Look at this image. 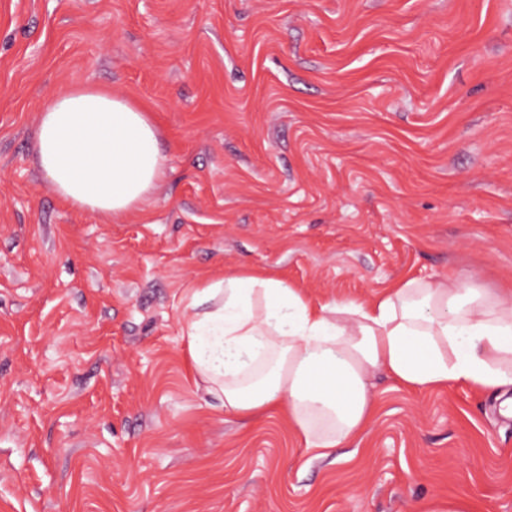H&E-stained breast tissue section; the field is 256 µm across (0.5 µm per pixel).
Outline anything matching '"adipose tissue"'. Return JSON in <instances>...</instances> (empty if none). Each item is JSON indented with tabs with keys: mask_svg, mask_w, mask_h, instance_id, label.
<instances>
[{
	"mask_svg": "<svg viewBox=\"0 0 512 512\" xmlns=\"http://www.w3.org/2000/svg\"><path fill=\"white\" fill-rule=\"evenodd\" d=\"M34 157L57 196L104 217L142 210L167 170L148 112L79 85L43 105ZM186 299L193 368L225 414L254 421L278 411L320 458L367 427L377 371L418 391L463 382L512 407V292L409 278L366 302H315L245 268L192 285Z\"/></svg>",
	"mask_w": 512,
	"mask_h": 512,
	"instance_id": "adipose-tissue-1",
	"label": "adipose tissue"
}]
</instances>
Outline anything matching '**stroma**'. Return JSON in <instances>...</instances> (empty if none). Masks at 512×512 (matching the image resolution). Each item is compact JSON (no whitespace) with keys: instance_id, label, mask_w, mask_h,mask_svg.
I'll list each match as a JSON object with an SVG mask.
<instances>
[{"instance_id":"stroma-1","label":"stroma","mask_w":512,"mask_h":512,"mask_svg":"<svg viewBox=\"0 0 512 512\" xmlns=\"http://www.w3.org/2000/svg\"><path fill=\"white\" fill-rule=\"evenodd\" d=\"M149 110L167 175L106 218L32 162L53 92ZM262 267L364 302L512 290V0H0V512H512V417L372 379L314 458L195 384L184 290Z\"/></svg>"}]
</instances>
